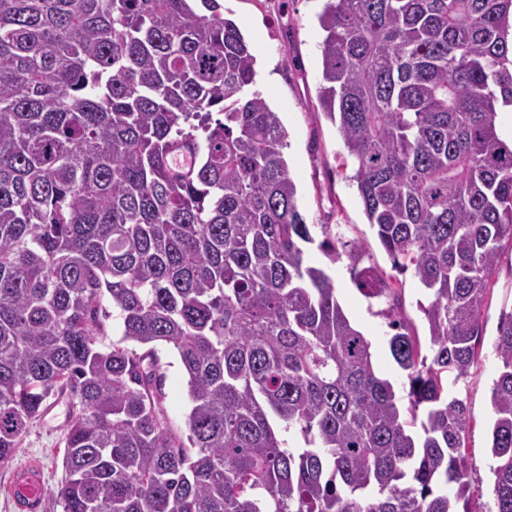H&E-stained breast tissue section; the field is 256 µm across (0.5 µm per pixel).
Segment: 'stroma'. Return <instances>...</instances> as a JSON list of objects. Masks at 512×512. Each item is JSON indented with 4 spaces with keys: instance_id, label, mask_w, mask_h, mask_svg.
I'll return each instance as SVG.
<instances>
[{
    "instance_id": "1",
    "label": "stroma",
    "mask_w": 512,
    "mask_h": 512,
    "mask_svg": "<svg viewBox=\"0 0 512 512\" xmlns=\"http://www.w3.org/2000/svg\"><path fill=\"white\" fill-rule=\"evenodd\" d=\"M325 0H223L225 18L242 31L257 59L256 81L263 96L277 112L288 138L285 158L298 190L299 210L315 239L307 246L312 264L325 267L333 279L337 299L346 315L371 343L373 363L396 392L407 386L405 373L393 360L388 339L392 334L384 315L388 299L370 298L357 287L349 259L330 262L317 244L324 239L349 244L361 252V266L388 276L397 290L393 303L420 340H427L428 326L419 309L423 293L412 274L393 271L392 261L368 224L352 176L356 166L348 156L335 125L325 116L319 102L322 84L321 42L323 32L317 16ZM512 313V245L503 244L497 266L484 297L481 311L483 344L469 375L453 390L465 400L470 427L465 438L468 464L481 483L475 489L473 512H492L489 429L493 419L490 390L498 374L494 351L497 328ZM164 407L170 425L185 434L189 408L186 379L169 350ZM69 415L67 400L50 403L19 442L13 459L0 466V512H19L11 492L17 470H39L45 488L55 489L64 476V429Z\"/></svg>"
}]
</instances>
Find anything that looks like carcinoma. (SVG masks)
<instances>
[{"mask_svg": "<svg viewBox=\"0 0 512 512\" xmlns=\"http://www.w3.org/2000/svg\"><path fill=\"white\" fill-rule=\"evenodd\" d=\"M318 23L320 102L368 224L429 298L427 354L388 315L404 398L306 259L286 131L247 94L256 57L220 0H0V465L67 399L43 512H469L470 417L448 383L512 242V0H326ZM161 346L186 377L185 437ZM495 351L493 494L512 512V314Z\"/></svg>", "mask_w": 512, "mask_h": 512, "instance_id": "1", "label": "carcinoma"}]
</instances>
